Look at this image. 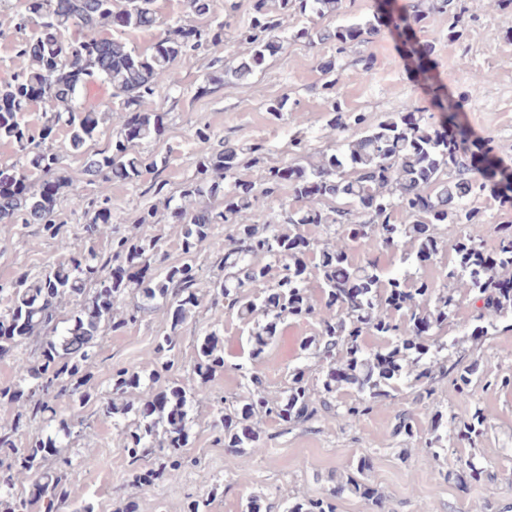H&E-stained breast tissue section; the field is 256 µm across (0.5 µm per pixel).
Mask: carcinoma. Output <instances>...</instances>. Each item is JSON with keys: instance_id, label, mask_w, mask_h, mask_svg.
<instances>
[{"instance_id": "obj_1", "label": "carcinoma", "mask_w": 512, "mask_h": 512, "mask_svg": "<svg viewBox=\"0 0 512 512\" xmlns=\"http://www.w3.org/2000/svg\"><path fill=\"white\" fill-rule=\"evenodd\" d=\"M21 21L35 27L32 38L19 50L24 66L9 79L0 80V141L18 147L24 163L0 170V177L20 189L0 194L1 224H38L62 250L68 243L56 221L58 197L66 185L59 154L41 147L30 134L24 114L31 105L46 100L57 109L45 115L40 139L52 138L63 127L70 148L83 153L98 128L92 112L76 105L80 86L100 77L121 100L116 113L119 126L108 151L86 156L85 174L96 187L89 201L75 198L85 209L83 225L87 249L69 254L67 261L50 265L30 280L22 272L7 293L0 310V358L39 341L28 358L17 360L18 380L0 385V403L22 404L50 427L71 437L80 421L61 413L95 398L109 415L130 419L124 427V450L145 463L163 456L161 467L137 474L136 481L150 486L166 478L175 481L191 463L185 456L194 422L195 406L211 403L209 382L224 369V351L215 333L197 344L189 383L169 377L171 352L188 313L200 304L198 249L204 245L224 251V280L213 282L214 305L224 307L243 321L254 316L265 324L254 334L252 356L259 358L273 342L278 326L290 318H313L320 327L314 365L288 372L287 394L270 397L255 367L235 365L241 373V393L228 405L214 406V427L222 433L227 449L226 465L247 448L262 447L265 432L260 424L272 421L288 429L312 423L318 407L343 386L357 396L336 408V417L352 425L368 415L375 403L395 407L394 433L408 439L418 436L412 415L400 409L398 385L423 386L435 376L453 375L451 384L460 402L471 404L478 389L512 386L511 375H500L467 364L456 357V343L448 339V323L466 302L472 316L459 324L480 344L495 335L501 320L512 317V221L493 226L494 264L482 265L476 256L484 251L479 226L487 223L475 200L489 192L504 204H512V172L499 163L458 117L461 105L447 87L436 80L435 43L420 40L416 26L425 20L417 10L391 7V0H376L372 18L351 25L302 27L294 38L331 46L333 54L320 62L331 76L336 61L361 46L381 28L402 38L401 52L420 78L429 106L440 113L442 124H429L424 110L403 105L376 123L364 112L330 103L327 134L336 138L335 148L316 159L303 153V139L292 162L270 166L256 179L240 174L243 150L229 142L201 155L184 198L214 199L216 207L178 204L169 209L172 223L180 226L183 261L161 269L156 266L161 239L150 234H121L112 230L110 189L112 183H137L145 173L167 166L168 158L142 156L134 146L158 140L165 132L166 112H143L142 99L165 83H176L175 67L209 45L224 42L237 9L232 0H184L186 12L208 19L198 26L180 19L167 26L166 34L148 52H139L121 36L102 33L103 23L120 31H145L163 24L155 0H19ZM342 8V0H252L249 21L236 28L237 39L249 45L239 61L213 60L209 77L212 89L227 80L245 84L262 72L268 60L282 49L288 18H324ZM465 29L464 11L454 13L448 25V41L457 42ZM276 207L274 220L251 223L259 202ZM224 225V235L212 233ZM459 226L451 245V258L439 284L410 273L390 270L376 256L362 262L352 258L356 244L375 240L400 252L399 264L410 265L437 256L445 247L444 230ZM314 225L328 236L323 245L307 237L304 227ZM105 242L107 257L96 250ZM142 269L144 277L118 279V269ZM317 281L322 298L315 304L309 295ZM137 301L122 314L115 305L128 297ZM483 305H478V302ZM71 310H66V305ZM167 309L170 330L161 336L155 351L163 362L144 381L134 370L112 375L110 389L92 393L99 338L137 324L145 313ZM380 336L388 344L367 349L364 337ZM143 395L138 403L127 395ZM449 427L474 448L487 427L482 409L471 417L447 420L435 415L420 448L440 455ZM60 456V443L48 435L36 436L25 445L11 435H0V512H63L69 505L67 484L71 462L50 466ZM370 460L360 458L336 480V486L317 498L295 496L283 512H336V500L344 493L367 501L380 499L361 477ZM484 465L471 457L457 471L464 488L482 484ZM35 479L28 495L16 492L21 479Z\"/></svg>"}]
</instances>
